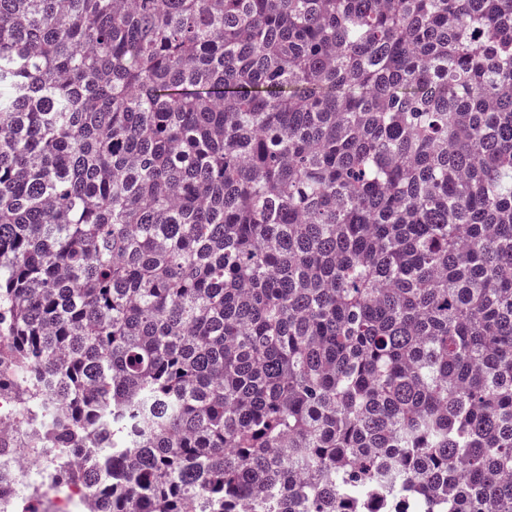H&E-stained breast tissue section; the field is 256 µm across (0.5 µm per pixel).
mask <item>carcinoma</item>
I'll return each instance as SVG.
<instances>
[{"label":"carcinoma","instance_id":"carcinoma-1","mask_svg":"<svg viewBox=\"0 0 512 512\" xmlns=\"http://www.w3.org/2000/svg\"><path fill=\"white\" fill-rule=\"evenodd\" d=\"M2 362L101 512H512V0H0Z\"/></svg>","mask_w":512,"mask_h":512}]
</instances>
